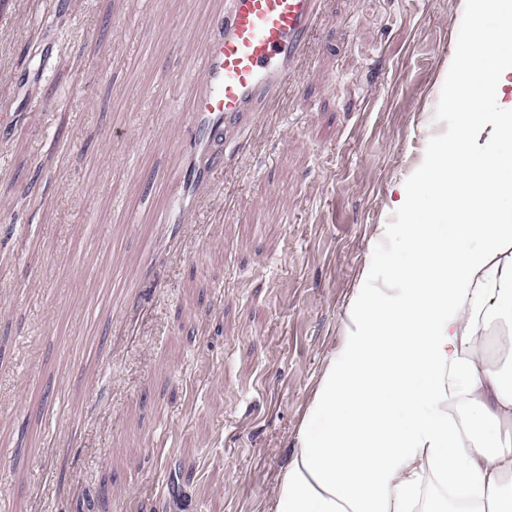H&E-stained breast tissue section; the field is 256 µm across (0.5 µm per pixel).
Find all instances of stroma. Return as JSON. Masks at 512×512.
I'll list each match as a JSON object with an SVG mask.
<instances>
[{"instance_id":"1","label":"stroma","mask_w":512,"mask_h":512,"mask_svg":"<svg viewBox=\"0 0 512 512\" xmlns=\"http://www.w3.org/2000/svg\"><path fill=\"white\" fill-rule=\"evenodd\" d=\"M221 0H0V512H268L382 224L452 117L460 0H328L296 96L202 202L132 231L185 165L176 46ZM56 42L39 65L33 23ZM109 227L92 242L91 224ZM157 263L121 309L113 267Z\"/></svg>"}]
</instances>
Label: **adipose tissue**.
<instances>
[{
	"mask_svg": "<svg viewBox=\"0 0 512 512\" xmlns=\"http://www.w3.org/2000/svg\"><path fill=\"white\" fill-rule=\"evenodd\" d=\"M469 42L448 64L455 124L379 227L404 254L361 276L270 512H512V0H461ZM454 235L440 232V225Z\"/></svg>",
	"mask_w": 512,
	"mask_h": 512,
	"instance_id": "obj_1",
	"label": "adipose tissue"
}]
</instances>
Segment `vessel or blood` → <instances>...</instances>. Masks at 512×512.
<instances>
[{"label": "vessel or blood", "mask_w": 512, "mask_h": 512, "mask_svg": "<svg viewBox=\"0 0 512 512\" xmlns=\"http://www.w3.org/2000/svg\"><path fill=\"white\" fill-rule=\"evenodd\" d=\"M325 19L324 0H227L213 16L193 61L199 81L179 109L197 159L154 212L155 226L199 222L196 200L214 190L228 157L250 146L257 113L275 111L295 91Z\"/></svg>", "instance_id": "1"}]
</instances>
